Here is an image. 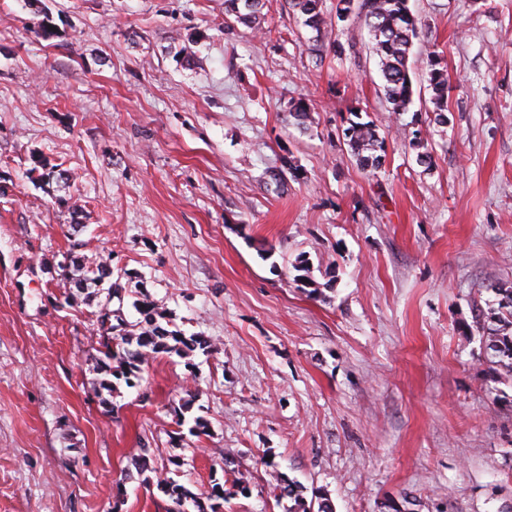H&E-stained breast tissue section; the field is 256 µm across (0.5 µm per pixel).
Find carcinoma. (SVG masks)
Segmentation results:
<instances>
[{
	"label": "carcinoma",
	"instance_id": "carcinoma-1",
	"mask_svg": "<svg viewBox=\"0 0 512 512\" xmlns=\"http://www.w3.org/2000/svg\"><path fill=\"white\" fill-rule=\"evenodd\" d=\"M227 11L238 22L245 25H258L261 20V0H226ZM290 7L302 21V25L316 33L314 42H319L322 32L332 21H343V9L336 8V16H331L324 8V0H290ZM357 9L363 15L378 57L381 88L385 100L394 112H404L413 103L415 94L413 81L408 67L409 56L418 38V21L409 10L407 0H358ZM425 75L431 91L430 103L433 105L434 122L444 126L448 124V74L440 65L435 52L427 55ZM353 119L343 130V135L357 164L369 171H376L385 160V139L380 137L372 121L358 120V111H351ZM69 282L77 288H87L109 277V265L100 262L89 269L78 256L70 257ZM493 292L497 306L488 307L485 317L494 326L487 328V335L481 337L487 360L512 375V289L495 288ZM112 297L106 298L97 315V323L103 330L101 341L103 359L100 370L115 378H123L128 385L138 378L140 366L149 358L159 354L187 356L197 350L203 352L211 348V341L201 336L185 337L171 331L165 325L167 314L160 311L156 304L144 297L135 302L140 315L136 323L138 332L128 330V324L119 314H113L116 323L105 328L102 321L103 311L109 309ZM158 488L168 497L170 508L167 512H186L187 503L197 512H219L221 501L225 500L224 487L218 483L207 492L210 505H205L199 497L187 487L170 478L158 480ZM275 498L287 497L293 500L288 512H335L334 505L326 494H318L308 503L302 493V487L295 481L276 477Z\"/></svg>",
	"mask_w": 512,
	"mask_h": 512
}]
</instances>
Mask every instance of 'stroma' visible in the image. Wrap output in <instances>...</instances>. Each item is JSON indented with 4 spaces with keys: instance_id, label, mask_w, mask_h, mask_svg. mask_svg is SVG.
I'll list each match as a JSON object with an SVG mask.
<instances>
[{
    "instance_id": "stroma-1",
    "label": "stroma",
    "mask_w": 512,
    "mask_h": 512,
    "mask_svg": "<svg viewBox=\"0 0 512 512\" xmlns=\"http://www.w3.org/2000/svg\"><path fill=\"white\" fill-rule=\"evenodd\" d=\"M262 2L252 27L225 0H0V512H166L165 475L220 483L224 512H284L278 474L336 512L512 506V377L478 323L512 289V0H409L420 94L399 113L359 15L316 53ZM354 108L385 137L374 175L342 137ZM72 252L110 265L113 299L65 304ZM143 293L212 349L107 393L95 314L136 322ZM435 51L429 52L425 62V75L431 91L430 103L433 105V121L441 126L447 125L448 118V74L441 66Z\"/></svg>"
}]
</instances>
